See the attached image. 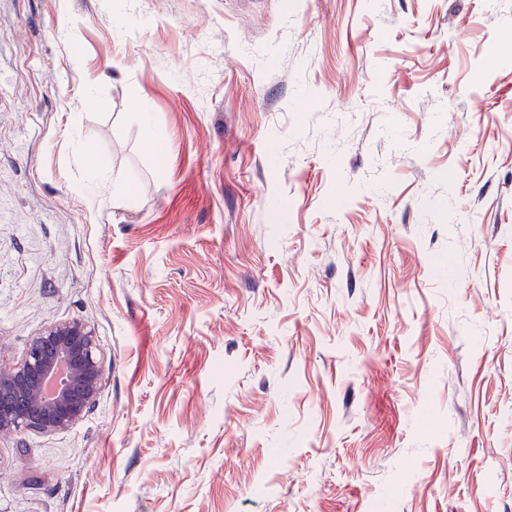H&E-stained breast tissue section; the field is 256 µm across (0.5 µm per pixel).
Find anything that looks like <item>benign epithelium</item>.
<instances>
[{
	"mask_svg": "<svg viewBox=\"0 0 512 512\" xmlns=\"http://www.w3.org/2000/svg\"><path fill=\"white\" fill-rule=\"evenodd\" d=\"M100 388L93 329L79 319L53 323L30 338L21 361L0 370V436L64 431Z\"/></svg>",
	"mask_w": 512,
	"mask_h": 512,
	"instance_id": "obj_1",
	"label": "benign epithelium"
}]
</instances>
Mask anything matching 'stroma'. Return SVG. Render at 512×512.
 <instances>
[{"label": "stroma", "instance_id": "obj_1", "mask_svg": "<svg viewBox=\"0 0 512 512\" xmlns=\"http://www.w3.org/2000/svg\"><path fill=\"white\" fill-rule=\"evenodd\" d=\"M507 36L512 0H0V364L79 319L102 374L0 437V512H512ZM140 124L144 145L157 155L164 154L167 146L157 135L150 113H140Z\"/></svg>", "mask_w": 512, "mask_h": 512}]
</instances>
